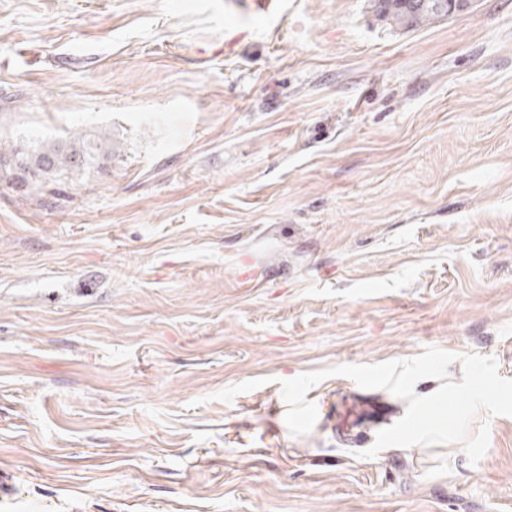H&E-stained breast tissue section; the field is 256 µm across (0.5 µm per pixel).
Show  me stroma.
<instances>
[{
    "label": "stroma",
    "mask_w": 512,
    "mask_h": 512,
    "mask_svg": "<svg viewBox=\"0 0 512 512\" xmlns=\"http://www.w3.org/2000/svg\"><path fill=\"white\" fill-rule=\"evenodd\" d=\"M0 512H512V417L386 447L331 376L436 346L512 379V0H0ZM268 378L232 402L209 396ZM442 0H374L377 13L397 29H414L430 25L448 16L440 8ZM9 153L14 158V167L27 175V183L40 187L81 167L97 165L101 158L112 157V142L105 134H76L64 142L39 141L27 147L15 146Z\"/></svg>",
    "instance_id": "35a3bbf8"
}]
</instances>
